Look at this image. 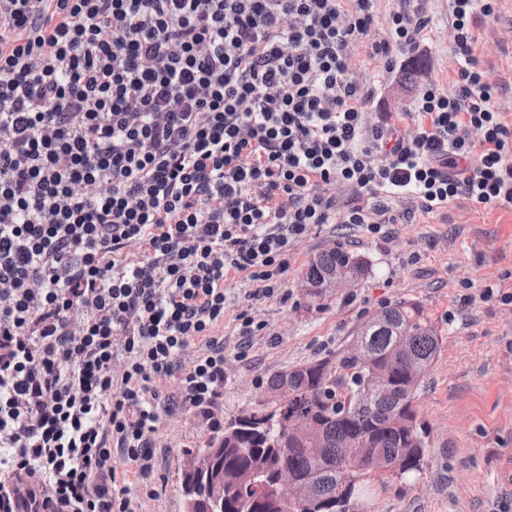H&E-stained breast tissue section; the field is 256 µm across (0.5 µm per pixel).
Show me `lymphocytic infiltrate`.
Here are the masks:
<instances>
[{"instance_id":"obj_1","label":"lymphocytic infiltrate","mask_w":512,"mask_h":512,"mask_svg":"<svg viewBox=\"0 0 512 512\" xmlns=\"http://www.w3.org/2000/svg\"><path fill=\"white\" fill-rule=\"evenodd\" d=\"M376 2L0 0V512L156 496L163 416L224 391L229 274L271 299L316 226L512 210L475 55L492 0H448L457 85L426 84L407 126L370 121L351 49L393 59L432 18L400 0L376 40Z\"/></svg>"}]
</instances>
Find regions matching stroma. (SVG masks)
I'll list each match as a JSON object with an SVG mask.
<instances>
[{
	"instance_id": "obj_1",
	"label": "stroma",
	"mask_w": 512,
	"mask_h": 512,
	"mask_svg": "<svg viewBox=\"0 0 512 512\" xmlns=\"http://www.w3.org/2000/svg\"><path fill=\"white\" fill-rule=\"evenodd\" d=\"M433 23L418 48L393 61L357 45L355 75L375 89L368 110L409 112L429 79L453 88L448 0H414ZM495 23H478L475 55L490 80L503 85V119L512 125V9L498 0ZM411 89H402L404 74ZM362 257L368 272L354 288L310 301L302 274L320 252ZM224 393L210 414L191 410L163 420L155 437L162 493L142 499L141 512H185L180 461L221 425L266 404L268 379L290 368L332 359L375 311L416 304L442 339L417 394L428 432L421 476L371 478L360 512H512V211L463 197L390 224L372 237L350 224H323L294 244L283 275L286 299L248 301L243 278L226 284ZM250 313L265 334L243 339L236 317ZM247 357H239L241 346Z\"/></svg>"
}]
</instances>
